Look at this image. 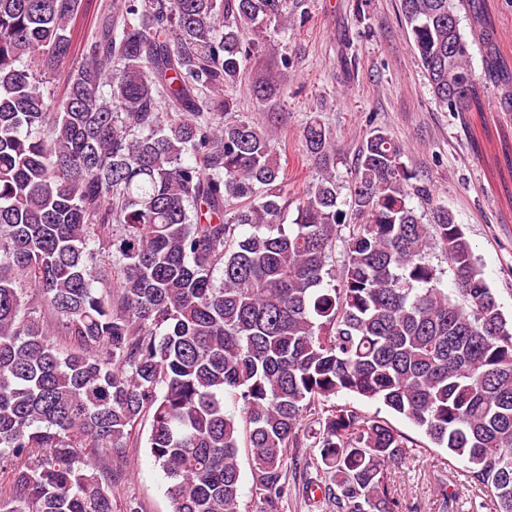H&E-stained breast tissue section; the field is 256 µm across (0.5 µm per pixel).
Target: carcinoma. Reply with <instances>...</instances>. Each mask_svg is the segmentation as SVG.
Returning <instances> with one entry per match:
<instances>
[{
  "instance_id": "carcinoma-1",
  "label": "carcinoma",
  "mask_w": 512,
  "mask_h": 512,
  "mask_svg": "<svg viewBox=\"0 0 512 512\" xmlns=\"http://www.w3.org/2000/svg\"><path fill=\"white\" fill-rule=\"evenodd\" d=\"M81 2L0 0V512H112V450L145 412L173 512H241V448L260 512H288L310 416L302 491L401 512L409 439L340 395L408 419L512 512V320L462 225L384 130L344 185L310 117L322 172L292 202L270 132L227 119L287 0H102L59 95ZM399 2L435 99L481 109L460 27L468 11L487 31L480 0ZM253 95L277 98L276 74Z\"/></svg>"
}]
</instances>
